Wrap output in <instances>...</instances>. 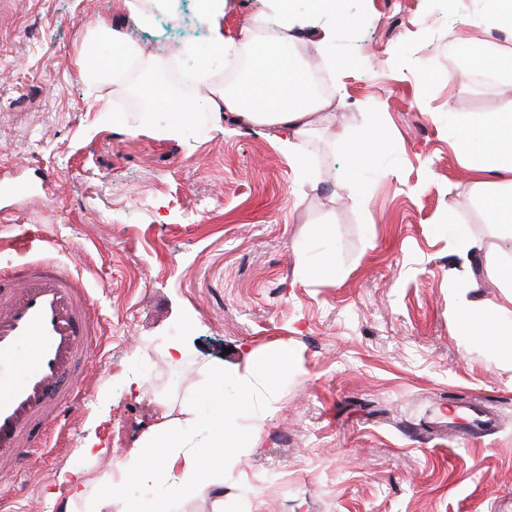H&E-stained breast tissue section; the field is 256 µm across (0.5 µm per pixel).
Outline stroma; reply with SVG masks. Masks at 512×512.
I'll return each instance as SVG.
<instances>
[{
  "label": "stroma",
  "instance_id": "35a3bbf8",
  "mask_svg": "<svg viewBox=\"0 0 512 512\" xmlns=\"http://www.w3.org/2000/svg\"><path fill=\"white\" fill-rule=\"evenodd\" d=\"M117 0H0V226L42 225L49 254L78 265L102 334L69 413L67 447L32 448L0 481L14 512H63L72 472L96 480L165 426L185 423L224 368V476L176 512H494L512 502V350L464 335L492 325L512 236L494 224L459 161L447 107L505 112L497 88L464 78L481 0H346L329 57L336 127L289 161L273 126L204 115L201 136L140 129L130 96L153 99L183 44L220 84L226 61L193 23L192 0L138 28ZM267 0H226L237 46ZM142 50L127 80L94 82L81 48L97 17ZM387 146L361 169L338 132ZM332 225L322 235L323 225ZM183 356L170 359L171 345ZM277 373L255 370L276 352ZM480 400L496 429L427 437V411Z\"/></svg>",
  "mask_w": 512,
  "mask_h": 512
}]
</instances>
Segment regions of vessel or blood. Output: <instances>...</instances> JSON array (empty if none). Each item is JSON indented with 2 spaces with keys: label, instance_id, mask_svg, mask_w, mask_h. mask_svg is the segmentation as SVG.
I'll list each match as a JSON object with an SVG mask.
<instances>
[{
  "label": "vessel or blood",
  "instance_id": "obj_1",
  "mask_svg": "<svg viewBox=\"0 0 512 512\" xmlns=\"http://www.w3.org/2000/svg\"><path fill=\"white\" fill-rule=\"evenodd\" d=\"M47 239L32 224L0 249L16 258L0 276V473L19 469L43 423L64 433V413L75 404V380L90 361L92 300L80 275L42 261Z\"/></svg>",
  "mask_w": 512,
  "mask_h": 512
}]
</instances>
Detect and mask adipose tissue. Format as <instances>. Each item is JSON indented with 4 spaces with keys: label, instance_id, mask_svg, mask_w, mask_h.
Returning a JSON list of instances; mask_svg holds the SVG:
<instances>
[{
    "label": "adipose tissue",
    "instance_id": "adipose-tissue-1",
    "mask_svg": "<svg viewBox=\"0 0 512 512\" xmlns=\"http://www.w3.org/2000/svg\"><path fill=\"white\" fill-rule=\"evenodd\" d=\"M270 16L285 31L289 40L308 35L316 54L329 55L336 40L338 0H324L323 5L295 10L291 0H269ZM200 107L211 112L214 120L230 115L252 124L277 127L285 134L289 154H298L302 144L313 136L317 122H330L331 102L318 94L307 81L305 71L282 49L266 43L255 46L252 66L242 86L228 90L223 85L210 86L201 96ZM448 127L465 130V150L461 161L472 171L476 188L490 186L499 179L512 187V113L486 112L473 120L449 112ZM213 385L203 396L200 408L192 410L190 422L195 433L204 432L215 419L225 418L222 386L224 368L211 369ZM195 433L179 428H165L151 438V451L132 449L118 472H104L97 482L106 486L111 499L122 512H143L140 501L126 497L125 484L138 478L167 486L169 495L181 487L212 476L223 468V455L206 450L196 442Z\"/></svg>",
    "mask_w": 512,
    "mask_h": 512
}]
</instances>
